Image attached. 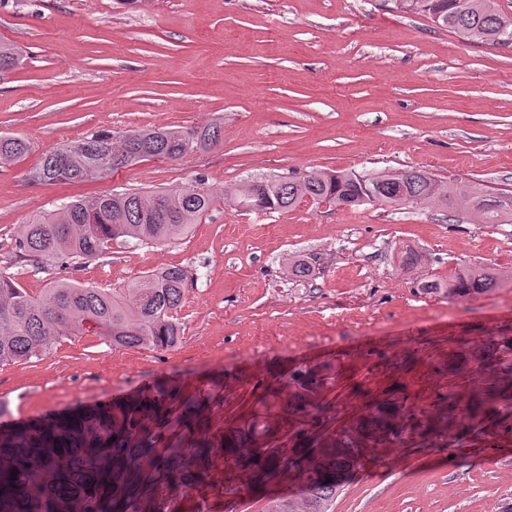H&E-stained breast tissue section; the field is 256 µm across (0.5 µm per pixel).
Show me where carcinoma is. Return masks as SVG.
<instances>
[{"mask_svg":"<svg viewBox=\"0 0 512 512\" xmlns=\"http://www.w3.org/2000/svg\"><path fill=\"white\" fill-rule=\"evenodd\" d=\"M398 6L472 41L512 43V17L501 11L497 0H398ZM22 61L17 46L0 42V82ZM222 130L221 123L211 122L128 130L120 136L95 131L45 151L28 177L41 185L79 183L152 159L178 161L216 147ZM28 151L26 141L0 135L1 165L21 161ZM458 196L483 223H512V193H491L478 182L444 183L418 168L313 172L298 181L258 177L227 187L220 196L196 180L176 190L113 191L63 202L18 226L14 254L38 268H78L111 254L115 244L152 247L185 238L224 199L241 210L271 206L281 211L303 199L356 209L436 202L450 206ZM316 264L315 258L303 256L292 261L288 273L307 279ZM12 268L0 266V365L40 358L60 337L90 331L120 348L166 350L181 339L176 313L184 304L189 278L182 267L156 268L121 288L55 280L38 294L23 288ZM505 280L502 273L474 265L448 274L446 281L428 280L421 288L467 299ZM490 371L486 395L512 384V340ZM321 385V375L313 369L293 374L286 383L288 411L315 418L328 411V404L316 400ZM209 404L208 396L166 386L117 403L0 426V512H164L166 499L206 470L216 447L231 453L238 470L254 484L285 467L297 472L300 493L268 503L265 512H329L339 485L327 481L329 473L311 468L313 450L325 449L328 469L353 470L370 448L403 444L407 433L434 432L430 421L411 423L415 414L387 403L350 426L328 432V441L297 432L288 457L275 446L258 454L249 448L274 435L271 414L257 412L246 427L224 429L216 444L203 428ZM332 448L339 452H330Z\"/></svg>","mask_w":512,"mask_h":512,"instance_id":"obj_1","label":"carcinoma"}]
</instances>
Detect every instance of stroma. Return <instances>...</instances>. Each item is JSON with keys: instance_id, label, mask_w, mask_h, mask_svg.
I'll return each mask as SVG.
<instances>
[{"instance_id": "obj_1", "label": "stroma", "mask_w": 512, "mask_h": 512, "mask_svg": "<svg viewBox=\"0 0 512 512\" xmlns=\"http://www.w3.org/2000/svg\"><path fill=\"white\" fill-rule=\"evenodd\" d=\"M1 40L24 63L0 84V134L30 152L0 167V266L14 262L35 294L61 278L115 288L161 266L189 272L171 349L115 348L88 333L0 365L11 420L176 385L213 397V429L244 402L292 434L307 421L273 392L309 368L326 380L337 428L388 402L433 413L443 396L464 410L483 393L486 376L465 354L477 346L493 363L512 339V283L461 301L421 288L475 264L512 271V224L480 223L461 205L307 200L266 213L220 203L186 238L116 247L82 268L18 264L13 246L18 224L70 198L198 178L220 193L261 176L421 168L512 190V44L437 29L395 0H0ZM218 118L223 141L205 153L83 183L27 177L45 150L97 130ZM309 254L320 272L289 276ZM298 486L292 471L253 484L216 453L170 508L263 512ZM330 512H512V408L497 400L444 436L371 451Z\"/></svg>"}]
</instances>
